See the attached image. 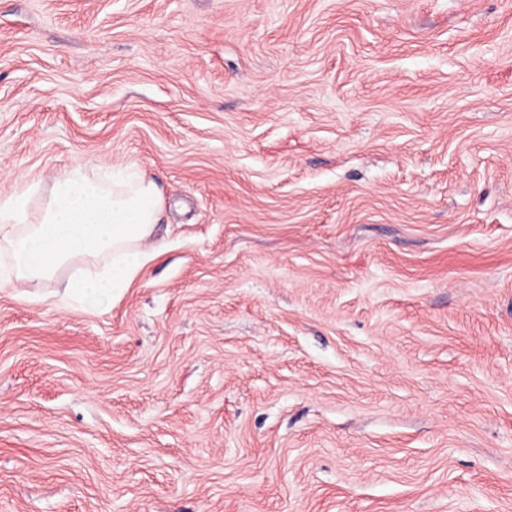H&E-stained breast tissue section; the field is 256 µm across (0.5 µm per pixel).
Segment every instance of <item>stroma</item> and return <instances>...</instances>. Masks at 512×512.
<instances>
[{
	"label": "stroma",
	"instance_id": "obj_1",
	"mask_svg": "<svg viewBox=\"0 0 512 512\" xmlns=\"http://www.w3.org/2000/svg\"><path fill=\"white\" fill-rule=\"evenodd\" d=\"M77 163L170 248L0 292V512H512V0H0V196Z\"/></svg>",
	"mask_w": 512,
	"mask_h": 512
}]
</instances>
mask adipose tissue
<instances>
[{
  "instance_id": "1",
  "label": "adipose tissue",
  "mask_w": 512,
  "mask_h": 512,
  "mask_svg": "<svg viewBox=\"0 0 512 512\" xmlns=\"http://www.w3.org/2000/svg\"><path fill=\"white\" fill-rule=\"evenodd\" d=\"M162 217L158 184L136 168L100 176L77 165L46 193L22 183L0 199V288H41L73 267L66 301L118 296L163 255Z\"/></svg>"
}]
</instances>
